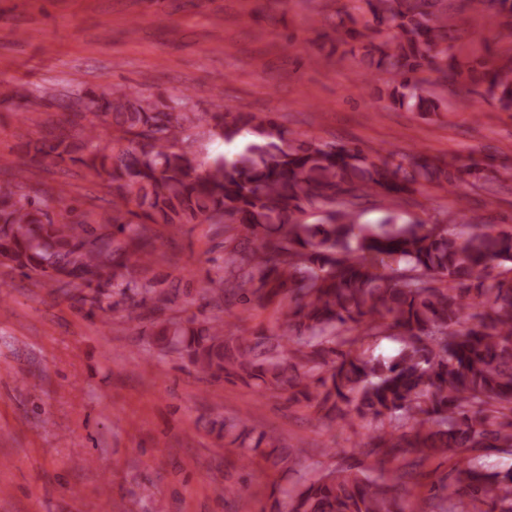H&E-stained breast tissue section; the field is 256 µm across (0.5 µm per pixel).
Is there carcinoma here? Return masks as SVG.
Masks as SVG:
<instances>
[{
    "mask_svg": "<svg viewBox=\"0 0 512 512\" xmlns=\"http://www.w3.org/2000/svg\"><path fill=\"white\" fill-rule=\"evenodd\" d=\"M346 13L347 36L361 43L366 68L391 75L390 102L426 115L441 99L415 80L424 68L445 85L462 76L450 54L452 24L436 0H362ZM491 17L512 15V0H476ZM480 96L512 111V57L478 62ZM69 115L50 144L26 151L41 164H79L112 189V215L99 219L73 198L67 221L49 212V191L22 182L0 186V266L60 288L140 297L163 313L180 283L159 287L153 274L154 224H214L224 235L222 262L206 271L199 295L217 312L168 317L156 335L215 380L239 381L260 393L316 400L322 419L375 427L366 454L396 469L433 455L458 456L460 487L437 483V502L411 488L397 492L364 470L306 472L265 433L224 419L221 430L245 459L261 458L295 474L279 489L274 512H512V470L490 472L468 453L512 450V232L471 217L478 232L439 224L378 226L356 222V201L441 188L483 168L440 165L417 154L408 164L362 149L300 141L271 116L218 108L200 114L187 95L143 96L116 85L74 93ZM206 128L240 150L202 162L193 130ZM323 210L321 224L306 215ZM507 276L486 284L488 264ZM274 306L277 325L251 336L224 319L227 305ZM392 331L402 347L391 358L360 352Z\"/></svg>",
    "mask_w": 512,
    "mask_h": 512,
    "instance_id": "carcinoma-1",
    "label": "carcinoma"
}]
</instances>
